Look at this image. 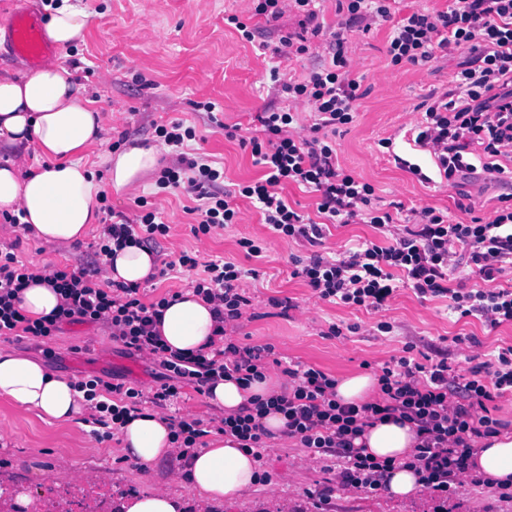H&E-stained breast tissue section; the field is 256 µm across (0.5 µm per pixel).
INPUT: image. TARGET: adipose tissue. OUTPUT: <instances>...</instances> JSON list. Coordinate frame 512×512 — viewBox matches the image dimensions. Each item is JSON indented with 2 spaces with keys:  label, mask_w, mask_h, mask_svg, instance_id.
<instances>
[{
  "label": "adipose tissue",
  "mask_w": 512,
  "mask_h": 512,
  "mask_svg": "<svg viewBox=\"0 0 512 512\" xmlns=\"http://www.w3.org/2000/svg\"><path fill=\"white\" fill-rule=\"evenodd\" d=\"M44 10L49 41L65 48L82 40L88 15L80 0H51ZM101 132L93 99L67 66L50 63L31 74L0 76V213L17 215L49 248L84 242L99 221L103 190L124 191L156 161L151 147L110 151L106 176L98 178L81 155L101 143ZM31 149L40 161L29 169L25 153ZM156 267L155 254L135 245L104 259L107 280L134 285L155 274ZM214 327L210 304L189 291L164 309L158 324L170 350L179 353L205 348ZM279 388L270 377L248 387L226 378L207 390L205 398L226 415L246 406L250 396H267ZM0 399L62 426L76 423L85 411L83 395L70 378L49 371L33 356L1 348ZM119 438L122 450L146 470L178 455L167 420L150 410L122 425ZM415 442L411 424L388 420L366 428L354 444L376 459L395 461L384 482L390 496L406 498L421 489L414 469L405 465ZM470 467L494 482L512 483V432L482 438ZM261 474L258 458L236 437L224 434L183 458L180 468L181 478L204 507L243 498Z\"/></svg>",
  "instance_id": "obj_1"
}]
</instances>
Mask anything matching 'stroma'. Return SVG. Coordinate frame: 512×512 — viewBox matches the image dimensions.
Masks as SVG:
<instances>
[{
  "instance_id": "obj_1",
  "label": "stroma",
  "mask_w": 512,
  "mask_h": 512,
  "mask_svg": "<svg viewBox=\"0 0 512 512\" xmlns=\"http://www.w3.org/2000/svg\"><path fill=\"white\" fill-rule=\"evenodd\" d=\"M90 23L82 41L67 49L54 48L53 61L68 66L95 100L103 117L102 137L107 144H154V128L175 120L195 127L197 138L187 153L205 154L224 168L227 184L261 177L245 139L258 135V113L273 95L271 68L281 78L299 79L311 69L308 59H281L274 53L276 39L266 46L242 40L225 25L235 14L247 25H263L252 17L248 0H82ZM20 11L42 18V0H0V74L28 72L26 62L14 57L5 23ZM390 29L382 26L356 35L351 71L365 94L357 102V117L347 131L337 134L341 168L374 185L377 203L401 218L412 209L432 206L458 216L457 189L424 183L395 159L403 157L432 173L433 162L414 150L405 135L426 96L451 87L464 59L457 51L437 52L428 68L409 64L393 66L386 47ZM215 102L214 111L199 110V103ZM234 128L227 136L226 128ZM392 138V149L380 139ZM156 175L147 172L122 195L108 194L106 204L127 217L139 212L136 201L146 197L170 226L155 249L158 262L178 260L181 254L198 263L224 258L254 270L247 286L251 296L236 321L232 337L241 344H272L280 358L299 361L339 377L369 371L378 374L385 363L402 356L406 347L415 352L441 349L457 374H467L472 356L486 361L512 346V324L486 328L474 317H459L448 309L447 298H419L413 288L398 289L385 311L370 314L319 299L305 282L292 277V256H308L309 246L273 239L261 215L249 200H239L242 221L197 238L191 232L194 197L183 191L157 195ZM103 231L94 225L81 245L55 251L45 248L32 234L0 232V245H15L20 260L29 264L80 266L99 263L95 245ZM264 239L261 257L247 256L240 239ZM289 300L293 307L281 312L272 299ZM386 321L391 332L382 333ZM345 327L346 335H330L332 325ZM357 332H349V325ZM17 350H35L51 370L72 379L99 376L117 378L151 394L161 383L162 367L144 356L129 357L113 342L108 328L97 324L63 326L45 344ZM330 456L315 459L286 439L269 442L260 457L269 479L259 482L238 502L221 504L216 512H512V501L501 500L495 486L462 485L458 494L441 500L423 491L396 499L365 488H335L323 510H316L310 494L331 476ZM179 462L168 459L153 470L136 466L119 439L98 441L85 424L66 427L47 423L35 413L0 400V480H10L32 491L48 483H74L77 470L102 473L114 497L147 489L180 495L188 512H198L197 495L181 482Z\"/></svg>"
}]
</instances>
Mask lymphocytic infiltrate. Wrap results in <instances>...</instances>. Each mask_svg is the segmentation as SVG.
<instances>
[{"label":"lymphocytic infiltrate","instance_id":"1","mask_svg":"<svg viewBox=\"0 0 512 512\" xmlns=\"http://www.w3.org/2000/svg\"><path fill=\"white\" fill-rule=\"evenodd\" d=\"M251 2L254 15L269 24L288 14L297 17L299 32L280 35L274 52L287 60H313L314 66L303 80L280 83L278 92L285 105L270 104L258 117L261 133L248 144L256 164L266 172L263 180L226 186L223 170L206 158L185 153L186 141L196 137L193 128L179 122L156 126L158 145L174 157L172 166L161 170L157 187L163 193L181 188L194 194L198 220L193 234L206 235L239 223L237 201L245 198L257 204L277 239L313 246L309 257H294L292 275L319 299L382 312L394 296L395 274L400 271L418 295L447 297L449 310L460 316L477 317L492 329L512 323V285L498 283L512 266L511 193L500 196L499 206L486 218L475 216L470 202L459 206L470 216L466 222H451L425 206L411 210L403 224L374 206V185L340 168L336 151V135L353 124L360 97V84L348 70L352 36L387 24L391 65L424 66L439 50L466 47L473 53L451 88L429 96L410 129L415 144L434 159L440 178L457 183L472 170L475 156L484 158L483 169L490 176L505 174L512 164V0H450L446 10L416 8L397 21L387 0H336L340 21L328 34L318 21L319 0ZM304 111L311 114V124H300ZM290 184L317 194L323 222L285 201L281 191ZM137 205L140 212L132 219L107 210L97 243L99 255L108 256L113 247L129 243L150 249L168 236L170 227L158 221L156 208L143 197ZM356 222L373 225L383 242L369 241L358 250H340L332 257L318 253L326 224ZM464 261L480 287H449V272ZM178 262L200 272L192 291L211 303L214 333L221 339L212 355L169 351L155 331L168 298L143 303L138 286L101 281L98 266L53 271L49 281L61 297L59 306L40 320L25 322L16 303L36 273L14 253L0 251L1 339L21 335L41 341L65 324L101 323L127 355L153 357L164 369L162 383L149 397L126 383L98 376L76 381V389L93 404L88 421L96 439L117 435L143 399L164 409L177 402L186 384L201 394L224 377L245 384L262 377L275 355L272 345H240L232 338L235 322L251 303L247 270L221 259L201 265L186 253ZM283 373L287 392L258 401L255 408H243L215 422L170 416L173 440L182 454L202 447L204 437L214 432L232 434L249 448H265L268 434L259 417L271 407L285 418L283 438L296 440L310 455L335 457L338 485L363 486L376 494L384 490V475L393 463L364 455L354 440L366 427L396 418L414 428L417 444L408 464L418 473L424 491L448 498L455 496L459 484H487V477L471 472L468 460L476 439L505 427L490 416L487 404L512 394V346L473 366L464 380L444 356L425 363L406 356L392 360L377 377L380 400L360 406L339 402L335 377L320 369L297 362L285 366Z\"/></svg>","mask_w":512,"mask_h":512}]
</instances>
